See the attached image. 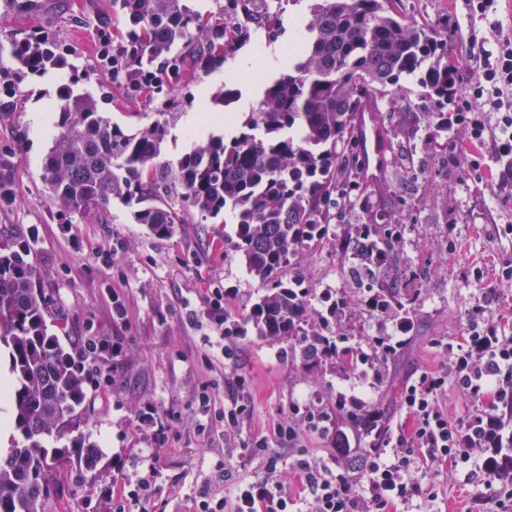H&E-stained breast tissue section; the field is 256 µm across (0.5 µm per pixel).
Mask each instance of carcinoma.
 Segmentation results:
<instances>
[{
	"label": "carcinoma",
	"instance_id": "1",
	"mask_svg": "<svg viewBox=\"0 0 512 512\" xmlns=\"http://www.w3.org/2000/svg\"><path fill=\"white\" fill-rule=\"evenodd\" d=\"M258 0H224L205 16L183 0H112L122 23L121 52L125 80L138 83L159 58L166 68L159 80L174 89L184 71L210 73L245 44L259 22L270 34L279 12L260 13ZM401 0H320L289 58L292 71L265 83L262 95L230 140L210 138L172 167L161 161L166 127L161 122L126 133L98 110L88 93L72 85L59 89L50 106L52 145L42 180L49 199L63 212L90 213L118 200L134 206L137 223L159 237L176 224H189L197 213L235 218L233 247L248 272L267 287L249 319L258 335L294 336L288 352L303 362L316 359L326 340L346 337L342 310L309 326L311 291L284 283L291 257L303 248L331 244L349 257L367 246L378 255L375 273L385 287L363 294L360 312L407 318L416 310L422 289L411 287L398 263L403 224H360L343 229L362 209L367 183L364 149L355 121L377 101L388 99L410 111L403 81L421 74L425 93L437 109L423 115L432 141L448 136V91L458 88L455 45L448 30L438 31L398 12ZM0 77L42 73L57 57L49 36L33 32L0 44ZM14 154L0 152V205L15 198ZM48 307L36 285L33 249L25 240L0 243V347L8 349L17 385L8 393L15 428L22 440L0 454V512H50L60 496V471L71 463L65 451L49 450L46 441L73 431L87 380L77 359L49 334ZM396 351H369L362 362L346 353L337 363L345 371H367L378 397ZM380 448L390 427L388 411L376 406L340 410Z\"/></svg>",
	"mask_w": 512,
	"mask_h": 512
}]
</instances>
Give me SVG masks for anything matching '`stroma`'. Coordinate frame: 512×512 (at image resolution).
Returning a JSON list of instances; mask_svg holds the SVG:
<instances>
[{"label": "stroma", "instance_id": "stroma-1", "mask_svg": "<svg viewBox=\"0 0 512 512\" xmlns=\"http://www.w3.org/2000/svg\"><path fill=\"white\" fill-rule=\"evenodd\" d=\"M318 0H281L279 32L264 31L235 52V59L253 57L262 65L265 44L287 48L300 34ZM407 17L422 24L447 23L460 57L461 85L483 81L476 48H492L490 21L512 34V0H495L491 17L474 13L467 0H402ZM48 31L55 50L65 52V64L37 76L24 75L0 89V152H15L16 198L0 209V239L32 241L37 276L49 307V331L66 346H80L90 337L118 339L124 345L125 367L112 382L91 378L78 413L79 431L51 439L50 447L68 449L72 462L60 476L64 489L52 512H114L111 491L118 474L135 480L141 459L151 450V437L137 433L133 411L152 401L171 415V428L160 451L157 481L159 512H194L202 490L222 489L215 479L224 464L232 480L263 475L259 461L243 460L247 445L267 439L281 456L280 475L292 496L303 484L290 464L296 450L284 444L276 428L291 416L292 406L336 415V396L356 384L355 374L337 372L334 362L303 365L288 353L284 338L258 336L249 319L267 289L246 269L228 240L233 224L216 220L175 225L171 235L155 236L136 223L133 210L112 202L96 216L65 213L51 204L41 179L51 146L48 108L59 88L80 76V89L99 98V109L112 123L131 133L153 121L167 127L163 158L177 164L196 145L220 134L215 117L244 121L262 92L256 83H228L223 71H188L178 94H149L113 78L99 58L101 32L112 30V0H0V29L21 39L33 28ZM234 86L235 100L214 101L224 86ZM195 116L187 124V116ZM402 153L396 167L370 184L361 221L391 220L405 224L401 261L406 268H423L425 295L414 317V341L405 349L403 380L424 371L451 368L448 344L464 334L460 310L473 305L479 290L474 268L494 279L512 265V179L499 177L504 165L485 157L483 172L469 164L449 170L442 149L411 150L400 137ZM351 269L338 260L332 246L297 251L286 281L300 279L314 289L312 307L324 314V294L339 290L348 301L347 332L363 343L368 329L355 317L361 296ZM224 293L231 326L241 337L228 343L227 353L210 348L215 330L202 314L203 300L213 289ZM120 296L125 321L112 317V298ZM247 385V410L236 428H223L216 417L224 409L235 378ZM209 404H201L202 396ZM95 448L96 462L80 460ZM438 498L423 503L424 512H488L477 482L464 479L450 465L428 474Z\"/></svg>", "mask_w": 512, "mask_h": 512}]
</instances>
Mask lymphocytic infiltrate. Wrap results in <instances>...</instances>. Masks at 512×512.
Returning <instances> with one entry per match:
<instances>
[{
    "instance_id": "lymphocytic-infiltrate-1",
    "label": "lymphocytic infiltrate",
    "mask_w": 512,
    "mask_h": 512,
    "mask_svg": "<svg viewBox=\"0 0 512 512\" xmlns=\"http://www.w3.org/2000/svg\"><path fill=\"white\" fill-rule=\"evenodd\" d=\"M484 83L458 94V107L448 115L452 129H467L470 140H481L488 113L497 116L493 142L496 159L512 162V39H497L495 50L485 51ZM495 298L481 294L473 307L476 320L469 336L452 346V374L424 372L408 381L402 395L404 426L389 434L381 448L360 456L362 484H355L345 467L334 469L296 461L309 492V512H396L415 500L435 498L432 487L422 486L419 474L451 464L485 489L487 502L498 512H512V485L506 484L502 462L512 458V416L501 407L512 401V339L483 315ZM466 394L486 397L481 410L452 422L439 397L449 382ZM137 432H152L154 449L142 460L137 482L122 481L121 500L132 512H153L159 477V447L166 425L157 405L140 404L134 414ZM248 459L266 463V474L236 484L227 495L201 493L199 512H289L293 504L274 474L278 460L265 445L249 449Z\"/></svg>"
}]
</instances>
